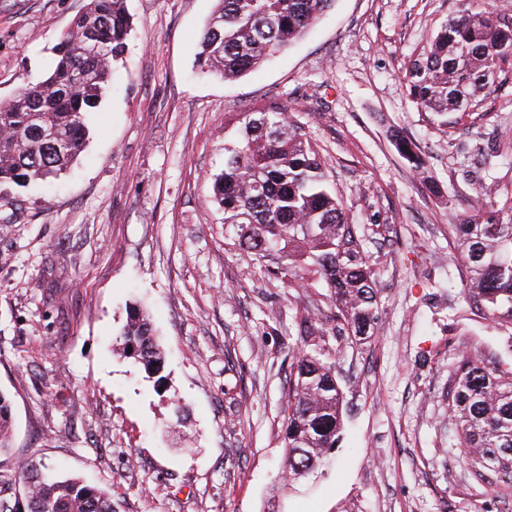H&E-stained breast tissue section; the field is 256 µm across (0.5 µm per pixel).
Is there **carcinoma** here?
Segmentation results:
<instances>
[{"label":"carcinoma","mask_w":512,"mask_h":512,"mask_svg":"<svg viewBox=\"0 0 512 512\" xmlns=\"http://www.w3.org/2000/svg\"><path fill=\"white\" fill-rule=\"evenodd\" d=\"M198 38L197 63L226 80L255 70L300 38L332 0H215ZM132 18L127 0H88L76 22L99 50L81 52L65 32L54 66L0 104V184L24 187L67 169L88 140V115L108 93L124 64ZM512 58V17L489 8L469 10L435 31L404 75L412 103L443 134L472 118L467 107L496 87L501 63ZM288 105L243 112L224 139V170L211 198L236 231L240 249L260 261L278 255L290 288L327 289L330 315L299 318V343L289 370L288 408L281 438L288 474L312 476L343 431L336 364L325 357L326 336L370 339L380 319L377 272L367 255L365 225L346 211L327 163ZM396 148L424 173L426 159L405 139ZM478 214L448 225L466 272V297L494 321L512 323V207L494 208L492 190L475 187ZM123 352L149 374L161 370L150 321L132 309ZM448 412L472 471L512 486V366L463 357L451 371ZM12 435L11 406L0 394V451ZM23 495L0 497V512H113L112 498L43 463L18 467Z\"/></svg>","instance_id":"1"}]
</instances>
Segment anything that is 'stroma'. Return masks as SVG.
I'll return each mask as SVG.
<instances>
[{"label":"stroma","mask_w":512,"mask_h":512,"mask_svg":"<svg viewBox=\"0 0 512 512\" xmlns=\"http://www.w3.org/2000/svg\"><path fill=\"white\" fill-rule=\"evenodd\" d=\"M87 0H0V103L40 80ZM124 67L71 170L0 185V393L12 446L0 475L45 460L112 495L115 512H512L456 445L449 372L512 365V324L464 298L449 225L472 185L512 206V61L445 135L408 98L410 62L465 0H335L296 44L227 81L198 72L214 0H127ZM287 104L324 155L378 273L380 321L362 345L329 336L344 395L333 467L284 486L281 435L295 317L330 311L238 250L211 199L224 128ZM411 139L419 175L395 147ZM141 304L159 375L120 352Z\"/></svg>","instance_id":"35a3bbf8"}]
</instances>
